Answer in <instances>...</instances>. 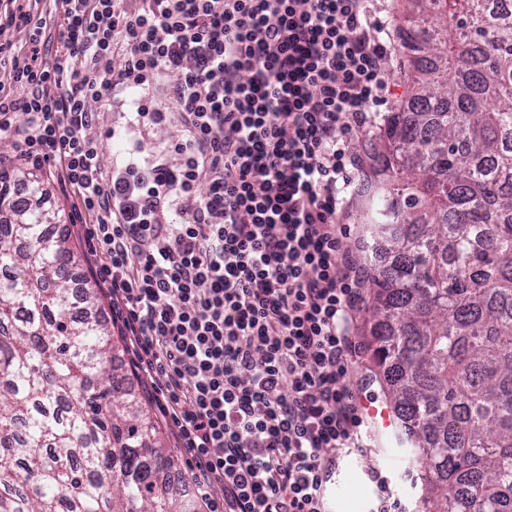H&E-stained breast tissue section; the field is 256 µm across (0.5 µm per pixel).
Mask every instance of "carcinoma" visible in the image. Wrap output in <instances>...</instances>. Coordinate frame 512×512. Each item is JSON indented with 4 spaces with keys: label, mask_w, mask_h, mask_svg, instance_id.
<instances>
[{
    "label": "carcinoma",
    "mask_w": 512,
    "mask_h": 512,
    "mask_svg": "<svg viewBox=\"0 0 512 512\" xmlns=\"http://www.w3.org/2000/svg\"><path fill=\"white\" fill-rule=\"evenodd\" d=\"M407 96L374 127L365 356L421 486L418 512H512V0H412ZM0 512H187L113 364L68 230L0 178Z\"/></svg>",
    "instance_id": "obj_1"
}]
</instances>
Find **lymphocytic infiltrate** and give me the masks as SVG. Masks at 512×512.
<instances>
[{
	"instance_id": "f902f5d3",
	"label": "lymphocytic infiltrate",
	"mask_w": 512,
	"mask_h": 512,
	"mask_svg": "<svg viewBox=\"0 0 512 512\" xmlns=\"http://www.w3.org/2000/svg\"><path fill=\"white\" fill-rule=\"evenodd\" d=\"M0 0V174L48 173L88 271L224 512H329L367 421L350 382L365 273L339 247L351 137L390 90L370 0ZM122 100L104 171L91 107ZM179 122L170 155L141 126Z\"/></svg>"
}]
</instances>
